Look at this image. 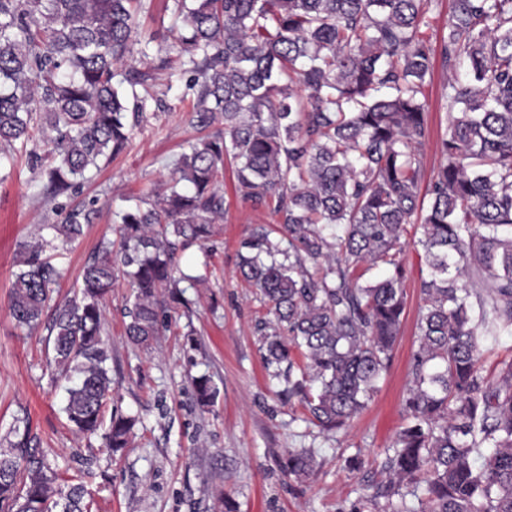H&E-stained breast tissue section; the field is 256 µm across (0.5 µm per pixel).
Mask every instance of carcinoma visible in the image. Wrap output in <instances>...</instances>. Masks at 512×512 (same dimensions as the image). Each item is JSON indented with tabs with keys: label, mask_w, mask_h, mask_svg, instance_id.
Returning a JSON list of instances; mask_svg holds the SVG:
<instances>
[{
	"label": "carcinoma",
	"mask_w": 512,
	"mask_h": 512,
	"mask_svg": "<svg viewBox=\"0 0 512 512\" xmlns=\"http://www.w3.org/2000/svg\"><path fill=\"white\" fill-rule=\"evenodd\" d=\"M173 36L192 78L191 121L212 130L179 155L169 181L119 213L118 250L102 245L74 297L52 302L50 242L23 245L9 295L21 327L52 308L51 362L74 373L64 412L80 433L106 428L127 447L135 418L103 407L112 395L104 296L127 277L126 336L149 347L179 302L180 251L224 218V161L243 198L278 218L256 224L237 272L274 316L262 349L308 420L340 430L388 369L405 311L401 239L409 230L430 276L421 282L406 422L387 457L390 512H512V361L498 379L482 342L512 335V0H452L440 50L432 0H174ZM145 0H0V155L50 131L47 194L56 197L122 152L147 103L163 100L149 72L122 70L142 43ZM465 70L448 81L441 163L419 199L428 138L426 79L436 57ZM62 244L82 235L73 214ZM385 276L366 280L376 266ZM200 406L217 388L193 379ZM15 419L0 448V512H91L82 485H61ZM281 468L308 478L315 459L290 451ZM426 476L425 488L419 479ZM417 505L400 496L403 487ZM423 494H418V491Z\"/></svg>",
	"instance_id": "obj_1"
}]
</instances>
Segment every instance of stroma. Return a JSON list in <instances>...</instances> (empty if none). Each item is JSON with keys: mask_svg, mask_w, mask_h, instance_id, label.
<instances>
[{"mask_svg": "<svg viewBox=\"0 0 512 512\" xmlns=\"http://www.w3.org/2000/svg\"><path fill=\"white\" fill-rule=\"evenodd\" d=\"M148 2L139 28L150 39L147 53L155 62L175 56L169 30L178 19L174 0ZM155 76L168 111L149 108L129 147L74 178L64 194L46 195L45 172L30 168L25 158L0 164V446L15 417L28 416L33 447L55 462L63 479L84 484L94 512H224L228 498L236 512H349L359 500L365 512H386L387 499L373 502L369 496L387 480L382 463L403 421L401 403L418 346L420 285L428 276L423 251L412 242L404 244L406 307L389 367L366 408L338 433L306 423L302 407L282 396L283 381L263 360L256 327L271 315L235 271L241 239L271 218L243 201L232 171L224 173L223 223L180 255L184 272L206 271L207 281L185 288L188 304L173 313L170 329L151 347L135 346L125 335L126 278H118L106 298L111 404L138 420L122 453L111 454L101 436L73 431L63 411L71 381L49 365L46 324L20 328L12 318L8 297L24 243L52 238L54 226L78 213L81 236L51 254L61 272L54 298L73 297L101 242L117 240L119 212L163 186L174 160L199 139L181 101L187 74L176 65ZM450 76L438 64L427 79L428 179L439 164L437 142L447 129L443 86ZM200 375L209 376L218 390L207 409L198 405L192 384ZM301 448L312 449L318 463L305 482L281 471L284 454ZM356 454L363 463L353 469L347 459Z\"/></svg>", "mask_w": 512, "mask_h": 512, "instance_id": "obj_1", "label": "stroma"}]
</instances>
